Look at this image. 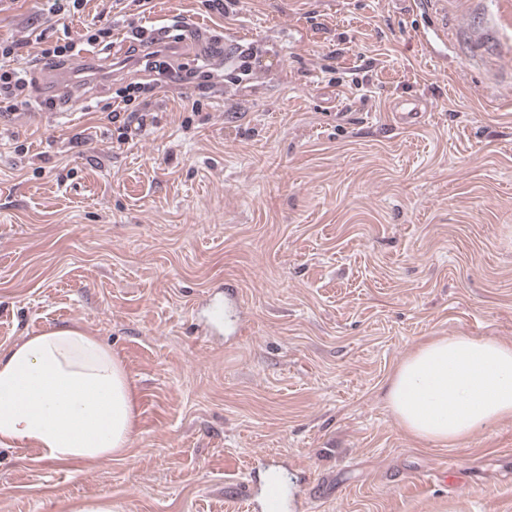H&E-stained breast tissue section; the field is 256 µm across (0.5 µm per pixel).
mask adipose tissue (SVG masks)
<instances>
[{
    "label": "adipose tissue",
    "mask_w": 512,
    "mask_h": 512,
    "mask_svg": "<svg viewBox=\"0 0 512 512\" xmlns=\"http://www.w3.org/2000/svg\"><path fill=\"white\" fill-rule=\"evenodd\" d=\"M412 437L454 446L512 418V346L431 337L395 369L385 389ZM137 397L109 345L62 324L0 353V446L28 444L59 465L123 455L137 427Z\"/></svg>",
    "instance_id": "ef3b65f1"
}]
</instances>
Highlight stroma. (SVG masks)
I'll list each match as a JSON object with an SVG mask.
<instances>
[{
	"label": "stroma",
	"instance_id": "stroma-1",
	"mask_svg": "<svg viewBox=\"0 0 512 512\" xmlns=\"http://www.w3.org/2000/svg\"><path fill=\"white\" fill-rule=\"evenodd\" d=\"M112 26L77 112L0 121V352L97 336L138 393L127 452L58 465L0 447V512H245L273 464L308 512H512V418L416 441L384 389L426 338L512 345V55L488 0H88L59 27L0 0V39ZM254 44L262 68L202 111L160 91L114 143L132 28ZM418 125L391 116L402 99ZM81 146H71L73 136ZM234 312L211 326L225 288ZM452 465L463 488L432 480Z\"/></svg>",
	"mask_w": 512,
	"mask_h": 512
}]
</instances>
